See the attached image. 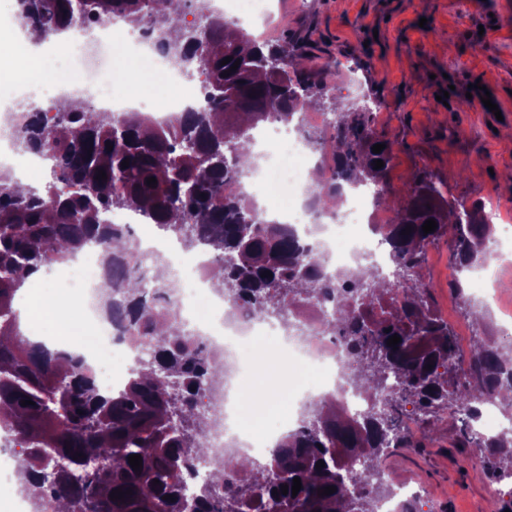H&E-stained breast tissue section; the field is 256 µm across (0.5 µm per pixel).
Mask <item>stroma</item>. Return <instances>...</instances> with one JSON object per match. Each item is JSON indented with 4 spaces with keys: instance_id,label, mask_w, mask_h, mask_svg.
Masks as SVG:
<instances>
[{
    "instance_id": "stroma-1",
    "label": "stroma",
    "mask_w": 512,
    "mask_h": 512,
    "mask_svg": "<svg viewBox=\"0 0 512 512\" xmlns=\"http://www.w3.org/2000/svg\"><path fill=\"white\" fill-rule=\"evenodd\" d=\"M272 11L269 40L304 37L313 65L340 59L325 111L350 104L353 84L362 104H378L374 131L398 142L387 175L394 193L425 169L466 202H512V0H272ZM476 82L493 93L497 112L467 98ZM421 273L437 313L457 326L465 312L448 281L447 240L429 246ZM289 381L286 367L270 368L260 356L242 390L257 409ZM456 439V424L440 423L430 440L399 449L387 464L421 483L440 512H499L483 466Z\"/></svg>"
}]
</instances>
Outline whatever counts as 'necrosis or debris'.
Masks as SVG:
<instances>
[{
    "mask_svg": "<svg viewBox=\"0 0 512 512\" xmlns=\"http://www.w3.org/2000/svg\"><path fill=\"white\" fill-rule=\"evenodd\" d=\"M99 27L106 37L85 50L72 44L70 52L88 67L84 73V97L97 111L119 117L126 112H141L150 118L167 122L188 112H202L208 107L202 84L179 78L175 72L160 73L165 86L161 96H132L120 82L102 87L97 79L96 63L111 61V73H118V55L133 57L145 37L126 43L122 27L108 18ZM55 84L20 85L7 105V126L16 129L26 112L37 103L48 104L56 92ZM307 127L330 135L332 125L327 113L303 110L293 121L270 118L259 131L258 145L261 165L246 172L242 180L252 189L253 197L266 213L279 216L289 224L301 242L308 247V261L317 263L324 280H334L337 271L365 264L386 280H393L395 269L390 261V247L376 228L393 221L392 213L379 206L378 189L373 185L351 186L341 195V204L332 214H320L305 202L308 191L307 174L311 165H318L322 185L334 183L332 157L334 147L312 149L300 136ZM108 220L113 224L136 226L135 259L144 276H151L154 262L164 258L169 266L168 277L173 287L174 313L190 335L199 337L209 352L221 355L228 367L227 387L217 394L202 393L198 409L212 419L213 425L201 438L207 450L196 461L192 471L183 472L185 510L193 512L194 502L211 480L212 472L225 453L252 460L254 465L269 462L282 439L296 431L306 409L335 402L343 417L359 419L367 414L371 402L358 387L350 384L346 367L352 360L349 344L332 330L337 300L307 298L289 302L286 319L259 312L234 310L229 300H222L221 312L206 315L203 277L205 267L213 261L205 245L185 249L177 228H164L150 223L136 212L114 211ZM81 274L74 292L79 301L72 312L74 332L86 331L90 339L82 347L81 358L91 369L98 388L109 394L124 391L138 372L147 351L146 345L122 336L116 323L99 319L97 274L100 269L98 247L90 246L80 261ZM276 336L288 346L287 360L296 372L315 373L311 384H300L288 396L287 410L267 408L263 415L242 418L238 400L230 383L239 381L255 357V339ZM387 494L376 497L374 512H437L436 503L412 481L389 480Z\"/></svg>",
    "mask_w": 512,
    "mask_h": 512,
    "instance_id": "4bbe7bcc",
    "label": "necrosis or debris"
}]
</instances>
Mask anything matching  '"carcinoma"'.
<instances>
[{
    "label": "carcinoma",
    "instance_id": "cac0c4a2",
    "mask_svg": "<svg viewBox=\"0 0 512 512\" xmlns=\"http://www.w3.org/2000/svg\"><path fill=\"white\" fill-rule=\"evenodd\" d=\"M18 6L19 25L45 39L109 16L122 17L135 30L145 26L170 65L188 78L199 75L207 90L208 110L166 125L136 112L116 121L83 98L63 109H34L14 146L54 157L53 181L34 192L0 169V429L22 445L15 470L20 493L29 497L31 512L43 509L42 498L31 494L36 486L54 498L56 512H183L179 475L207 452L200 438L211 424L193 402L202 390H215L222 363L215 356L198 358L195 341L165 310L170 285L158 274L164 260L155 262L150 293L134 262L129 225L110 224L106 216L138 211L178 228L188 248L207 243L215 254L212 270L221 273L216 291L237 306L280 316L286 301L319 294L326 285L305 263L302 243L249 197L225 189L254 161L248 131L273 115L290 121L299 110L323 106L329 72L306 64V44L296 35L282 45L258 42L209 11L199 12L191 25L184 0H92L80 21L72 17L71 0H18ZM227 57L232 61L221 64ZM237 60L238 68L226 73ZM333 141L339 180L381 187L377 201L395 214L384 235L397 279L365 278L358 268L336 274L352 302L338 310L334 328L352 341L349 379L370 396L371 410L362 421L343 418L332 403L307 411L301 428L283 442L285 451L263 468L225 457L196 512H372L374 495L385 491L374 461L403 447L400 417L409 406L423 417L422 439H429L433 420L446 411L459 422V442L483 449L491 479L512 475V436L484 442L472 429L484 397L512 391V384L501 383L505 374L512 379V343L477 341L469 373L459 375L455 335L427 301L430 285L420 273L428 246L443 237L461 271L484 264L481 244L490 225L483 205L466 206L448 183L425 170L403 193L387 189L398 142L375 133L370 112L350 107L334 113ZM376 144L385 148L375 153ZM378 159L384 162L380 169ZM101 170L107 179H96ZM149 177L156 178L155 186L146 184ZM337 198L336 188L315 185L313 202L320 209H334ZM428 219L437 228L426 235ZM408 226L411 232L402 234ZM91 238L100 247L102 314H124V334L152 341L150 360L114 397L101 394L90 372L70 358L24 341L16 329L14 297L25 276L75 255ZM396 290L402 299L392 304ZM454 291L465 312L482 320L485 310L461 284ZM393 335L401 338L394 348L387 345ZM391 374L399 388L379 410L378 396ZM176 393L186 428L171 431ZM24 400L32 404L24 406ZM354 453L361 469L338 480L344 457ZM133 454L142 458L137 471L128 460ZM320 461L322 468L316 467ZM275 469L286 476L270 478ZM296 477L298 494H282ZM328 486L336 491L319 494ZM118 489L124 498L110 499Z\"/></svg>",
    "mask_w": 512,
    "mask_h": 512
}]
</instances>
